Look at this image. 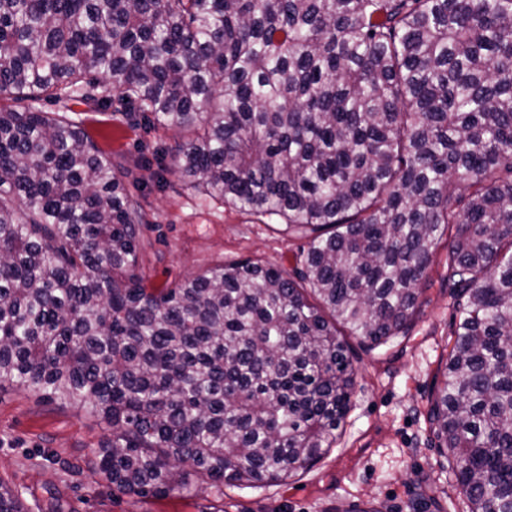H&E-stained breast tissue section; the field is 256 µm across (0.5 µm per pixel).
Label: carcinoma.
<instances>
[{
	"mask_svg": "<svg viewBox=\"0 0 512 512\" xmlns=\"http://www.w3.org/2000/svg\"><path fill=\"white\" fill-rule=\"evenodd\" d=\"M0 387L99 417L148 497L286 483L356 385L345 336L412 325L448 241L454 346L427 418L470 512H512V0H0ZM178 135L204 195L311 231L167 288L131 171L41 101ZM0 512H24L0 482Z\"/></svg>",
	"mask_w": 512,
	"mask_h": 512,
	"instance_id": "1",
	"label": "carcinoma"
}]
</instances>
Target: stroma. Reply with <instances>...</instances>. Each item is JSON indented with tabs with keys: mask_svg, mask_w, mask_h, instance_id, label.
I'll return each mask as SVG.
<instances>
[{
	"mask_svg": "<svg viewBox=\"0 0 512 512\" xmlns=\"http://www.w3.org/2000/svg\"><path fill=\"white\" fill-rule=\"evenodd\" d=\"M69 119L115 159H149L153 176L135 184L145 198L140 271L162 288L222 264L251 259L292 270L305 231L219 202L203 203L171 170L173 130L145 127L107 107L68 104ZM448 247L435 251L415 320L405 334L371 349L349 338L357 371L350 410L335 448L305 473L260 488L188 489L139 498L112 491L94 470L110 436L83 410L0 388V482L25 512H464V494L435 445L428 400L454 344Z\"/></svg>",
	"mask_w": 512,
	"mask_h": 512,
	"instance_id": "1",
	"label": "stroma"
}]
</instances>
